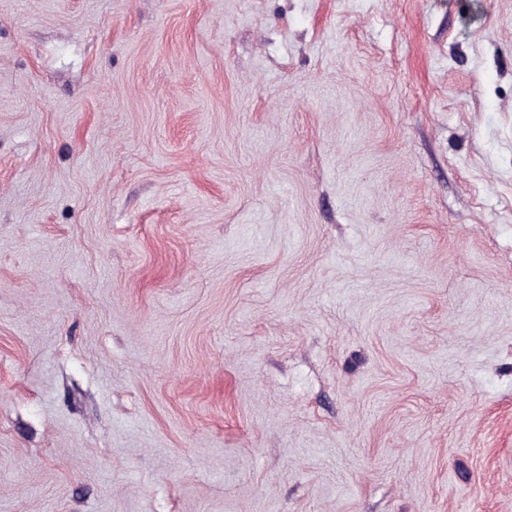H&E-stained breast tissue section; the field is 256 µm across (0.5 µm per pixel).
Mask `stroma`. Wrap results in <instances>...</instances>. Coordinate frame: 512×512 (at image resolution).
Returning a JSON list of instances; mask_svg holds the SVG:
<instances>
[{
	"label": "stroma",
	"instance_id": "35a3bbf8",
	"mask_svg": "<svg viewBox=\"0 0 512 512\" xmlns=\"http://www.w3.org/2000/svg\"><path fill=\"white\" fill-rule=\"evenodd\" d=\"M0 512H512V0H0Z\"/></svg>",
	"mask_w": 512,
	"mask_h": 512
}]
</instances>
